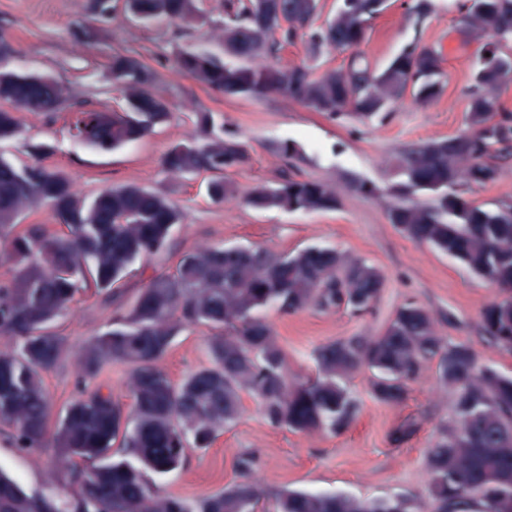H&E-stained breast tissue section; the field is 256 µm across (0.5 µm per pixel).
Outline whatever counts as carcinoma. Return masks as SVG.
<instances>
[{"label": "carcinoma", "instance_id": "cac0c4a2", "mask_svg": "<svg viewBox=\"0 0 512 512\" xmlns=\"http://www.w3.org/2000/svg\"><path fill=\"white\" fill-rule=\"evenodd\" d=\"M142 22L192 24L196 0H125ZM387 0H339L333 16L311 26L319 0H236L221 24L222 49L177 51L175 66L204 88L226 97L286 95L329 116L360 122L392 112L405 95L425 105L446 87L442 50L416 42L374 71L353 60L315 71L306 63L283 70L257 64L270 40L291 43L304 32L310 57L328 47L356 51ZM461 46L480 43L471 77L466 135L405 147L391 163L394 200L390 223L420 245L450 257L501 291L480 314L482 339L512 352V201L486 207L461 188L495 183L497 154L512 148V112L499 100L512 82V0H461ZM111 76L124 110L72 112V136L93 150L110 151L140 140L169 117L153 91L154 72L135 55L112 59ZM62 85L46 73L0 74V143L20 135L26 112L54 115ZM198 124L206 142L182 141L162 158L178 175H210L215 204L235 194L226 175L249 162L246 145L224 136L213 116ZM50 148L30 145L32 160L16 164L0 155V241L20 270L0 279V426L20 451L54 448L48 481L32 494L0 472V512H256L269 499L273 512H512V375L480 361L469 343H451L439 326L452 316L413 302L400 306L375 336H349L315 353V373L288 375L286 354L266 313L307 309L369 311L385 286L373 265L334 247L309 245L291 253L259 246L202 244L167 267L182 214L171 199L138 184L78 194L61 169L42 162ZM256 211L329 212L340 204L336 187L288 178L255 187ZM45 207L64 228L18 224L26 211ZM143 284L126 298L123 282L134 271ZM87 288L117 306L112 328L79 345L57 331L76 295ZM205 326L208 363L175 382L161 362L178 332ZM76 361L73 397L56 421L43 375ZM435 362L437 384L450 395L448 420L427 448L426 497L404 493L361 498L345 492L264 490L252 479L257 455L241 452L238 478L196 499L160 490L149 475L181 470L193 448L212 445L242 415L252 396L272 428L304 435L345 432L361 412L350 383L369 378L372 397L397 406L422 365ZM126 374L131 411L112 395V368ZM71 494L62 497L58 484Z\"/></svg>", "mask_w": 512, "mask_h": 512}]
</instances>
